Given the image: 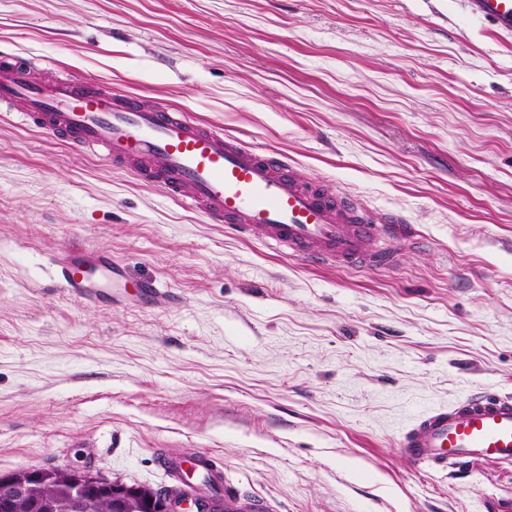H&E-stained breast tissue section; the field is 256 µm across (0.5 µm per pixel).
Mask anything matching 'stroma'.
Masks as SVG:
<instances>
[{
    "label": "stroma",
    "instance_id": "obj_1",
    "mask_svg": "<svg viewBox=\"0 0 512 512\" xmlns=\"http://www.w3.org/2000/svg\"><path fill=\"white\" fill-rule=\"evenodd\" d=\"M1 55L188 112L409 237L308 264L1 105L0 473L156 489L161 450H205L261 512H512V467L399 453L429 409L512 396V37L464 0H0ZM72 245L117 288H60Z\"/></svg>",
    "mask_w": 512,
    "mask_h": 512
}]
</instances>
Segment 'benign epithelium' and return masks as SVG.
<instances>
[{"instance_id":"obj_1","label":"benign epithelium","mask_w":512,"mask_h":512,"mask_svg":"<svg viewBox=\"0 0 512 512\" xmlns=\"http://www.w3.org/2000/svg\"><path fill=\"white\" fill-rule=\"evenodd\" d=\"M194 468L184 470V492L179 494H146L142 490L111 480L90 466H66L19 469L0 475V487L7 489L0 498V512H30L37 505L43 489L57 483L69 488L73 509L81 512L86 497L93 495L110 503L111 512H144L156 506L157 512H213L212 504H204L192 495Z\"/></svg>"}]
</instances>
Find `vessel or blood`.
Wrapping results in <instances>:
<instances>
[{"mask_svg": "<svg viewBox=\"0 0 512 512\" xmlns=\"http://www.w3.org/2000/svg\"><path fill=\"white\" fill-rule=\"evenodd\" d=\"M473 16L512 34V0H465ZM34 64L0 59V102L23 99L25 124L48 129L72 148L99 150L111 163L191 200L215 224L320 264L378 267L396 256L399 231L322 185L303 181L288 162L247 146L177 109L156 107L92 80L40 84ZM387 247H379L381 236ZM63 288L89 300L84 266H61ZM400 455L439 469L465 459L512 466V397L477 392L432 409L407 430Z\"/></svg>", "mask_w": 512, "mask_h": 512, "instance_id": "vessel-or-blood-1", "label": "vessel or blood"}]
</instances>
